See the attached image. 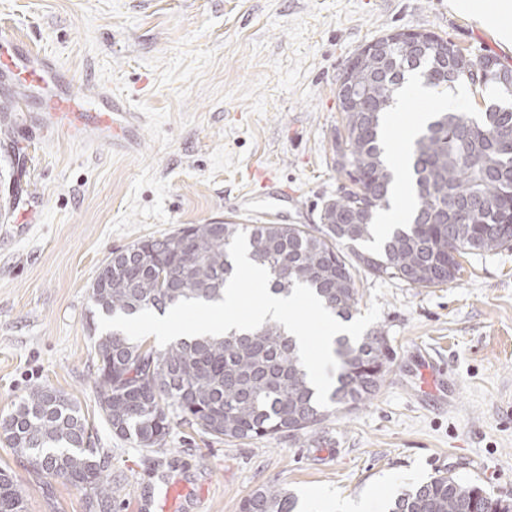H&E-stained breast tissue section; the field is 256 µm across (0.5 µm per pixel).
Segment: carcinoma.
Wrapping results in <instances>:
<instances>
[{"mask_svg": "<svg viewBox=\"0 0 512 512\" xmlns=\"http://www.w3.org/2000/svg\"><path fill=\"white\" fill-rule=\"evenodd\" d=\"M396 63L398 80L380 77L377 58L354 64L353 80L367 110H342V129L333 139L332 160L350 186L327 199L318 225L191 224L163 238L112 252L91 285V298L105 315L132 316L143 309L165 313L182 299L217 302L234 271L229 244L246 232L248 258L265 267L275 293L308 285L327 309L348 322L357 311L359 269L404 281L416 288L450 285L461 279L462 259L512 249V153L500 147L512 133V92L492 81L495 93L480 118L467 112H436L413 144L409 167L414 207L409 224H396L375 239V217L389 207L395 174L385 156V114L407 76L418 73L433 88L476 85L465 60L444 64L433 51L410 67L406 45ZM378 242L364 252L358 245ZM97 398L115 435L140 448L161 447L173 420L216 438L248 440L297 435L335 413L366 405L383 386L392 349L383 330L354 341L335 340L336 379L328 399L316 391L300 363L294 339L266 321L253 331L220 337L179 338L163 348L132 341L113 330L95 340ZM0 437L30 470L83 491L86 509L111 512L112 473L97 456L81 408L49 385L27 391L0 419ZM512 512V503L478 485L439 475L398 492L387 512ZM287 489L259 488L240 512H295ZM0 512H26L25 490L0 469Z\"/></svg>", "mask_w": 512, "mask_h": 512, "instance_id": "obj_1", "label": "carcinoma"}]
</instances>
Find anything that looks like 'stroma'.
Listing matches in <instances>:
<instances>
[{"label":"stroma","mask_w":512,"mask_h":512,"mask_svg":"<svg viewBox=\"0 0 512 512\" xmlns=\"http://www.w3.org/2000/svg\"><path fill=\"white\" fill-rule=\"evenodd\" d=\"M12 27L55 58L77 94L111 88L141 116L140 146L113 152L39 130L19 91H0V416L49 384L80 406L108 456L119 512L142 488L183 480L193 512H239L255 490L287 487L365 499L385 512L399 490L450 473L512 500V250L471 257L438 288L390 280L378 327L394 348L379 393L293 437L217 439L176 424L163 447L116 436L99 408V312L90 286L113 251L224 219L242 196L256 223L314 224L344 174L331 144L337 91L352 53L397 30H427L471 58L512 46L448 0H0ZM476 112L469 83L411 96L388 141L417 112ZM288 188L287 201L272 199ZM433 357L454 392L423 401L412 370ZM0 468L27 512H86L74 487L32 473L0 440Z\"/></svg>","instance_id":"stroma-1"}]
</instances>
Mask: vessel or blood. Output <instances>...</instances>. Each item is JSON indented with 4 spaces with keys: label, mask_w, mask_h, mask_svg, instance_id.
Wrapping results in <instances>:
<instances>
[{
    "label": "vessel or blood",
    "mask_w": 512,
    "mask_h": 512,
    "mask_svg": "<svg viewBox=\"0 0 512 512\" xmlns=\"http://www.w3.org/2000/svg\"><path fill=\"white\" fill-rule=\"evenodd\" d=\"M0 54L7 59L0 66V82L22 89L27 104L37 106L43 128L80 144L107 143L123 152L139 145L140 116L112 95L110 89L95 88L90 96H78L63 69L47 55L35 52L15 31L0 27ZM423 390L431 396L450 394L444 370L433 363L419 368ZM179 481L163 480L152 487L150 501L159 512L184 495Z\"/></svg>",
    "instance_id": "vessel-or-blood-1"
}]
</instances>
